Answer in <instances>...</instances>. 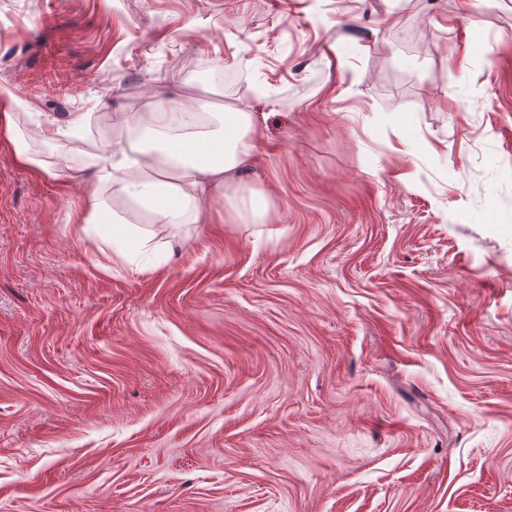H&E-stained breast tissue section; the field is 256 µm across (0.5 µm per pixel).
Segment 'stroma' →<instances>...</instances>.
<instances>
[{"instance_id":"obj_1","label":"stroma","mask_w":512,"mask_h":512,"mask_svg":"<svg viewBox=\"0 0 512 512\" xmlns=\"http://www.w3.org/2000/svg\"><path fill=\"white\" fill-rule=\"evenodd\" d=\"M0 88V512H512V0H0ZM162 89L257 119L202 224L90 187ZM86 116L82 112H77L69 122L67 130H62L56 126L51 118L45 119V126L43 129L44 137L48 140H58L60 137L76 138L84 128ZM90 204L91 206L86 212V215L79 216L77 223L95 226L96 224H102L106 226L112 234L113 243H118L117 246L120 245V241L126 239L127 237L139 234L136 228L128 227L135 226L134 224H119L113 220L111 221L105 219L104 215L106 214V210L104 209L103 202L95 195L92 197Z\"/></svg>"}]
</instances>
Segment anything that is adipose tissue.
Wrapping results in <instances>:
<instances>
[{
    "instance_id": "ef3b65f1",
    "label": "adipose tissue",
    "mask_w": 512,
    "mask_h": 512,
    "mask_svg": "<svg viewBox=\"0 0 512 512\" xmlns=\"http://www.w3.org/2000/svg\"><path fill=\"white\" fill-rule=\"evenodd\" d=\"M187 109L179 96L160 94L145 111L115 114V123L152 135L158 146L129 143L99 157L94 170L98 183L120 184L131 201L172 225L205 219L210 196L233 184L256 152L253 113L228 107L221 130L174 131V114Z\"/></svg>"
}]
</instances>
